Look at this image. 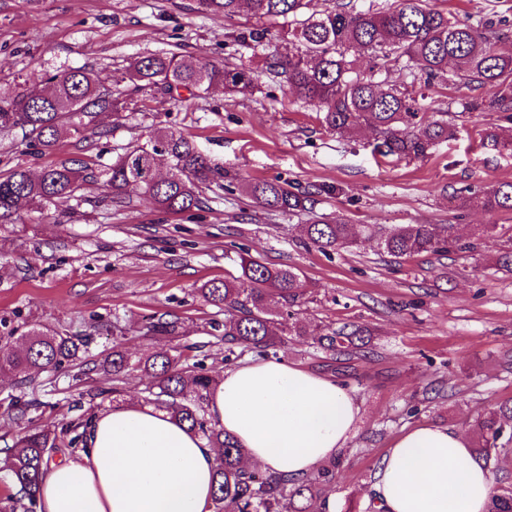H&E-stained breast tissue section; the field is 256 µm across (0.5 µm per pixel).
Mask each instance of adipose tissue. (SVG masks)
I'll return each instance as SVG.
<instances>
[{
  "instance_id": "obj_1",
  "label": "adipose tissue",
  "mask_w": 512,
  "mask_h": 512,
  "mask_svg": "<svg viewBox=\"0 0 512 512\" xmlns=\"http://www.w3.org/2000/svg\"><path fill=\"white\" fill-rule=\"evenodd\" d=\"M207 408L248 466L291 478L333 459L359 414L334 379L275 359L224 370ZM217 456L168 413L130 400L92 415L78 453L49 462L38 512H209ZM491 487L469 438L433 425L398 437L373 483L384 512H486Z\"/></svg>"
}]
</instances>
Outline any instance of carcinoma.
<instances>
[{"label": "carcinoma", "instance_id": "1", "mask_svg": "<svg viewBox=\"0 0 512 512\" xmlns=\"http://www.w3.org/2000/svg\"><path fill=\"white\" fill-rule=\"evenodd\" d=\"M319 0H198L201 10L234 18L245 12L261 20H284L282 31L291 48L275 51L265 60V74L274 84H285L318 108L321 122L340 134L373 127L378 134L375 150L383 155L418 158L439 139L454 134L443 118L422 121L415 89L396 88L383 78L391 60H401L411 76L421 74L425 82L464 78L496 89L493 96L470 106L499 112L512 123V55L498 50L499 30L507 20L476 26L433 10L425 0H399L393 9L357 10L349 0H334L318 7ZM265 28H244L235 39L242 45H261ZM368 53V72L359 70L347 56L351 47ZM126 79L136 88L150 87L166 94L181 89L192 95L205 94L214 85L224 93H245L254 87L253 71L226 62H199L176 55L138 57ZM112 110V92L100 89L93 71L69 68L48 79V86L33 81L32 89L12 102L0 103V132L27 127L45 149L72 130L76 133L94 124L96 117ZM104 178L111 201L120 204L130 189H136L153 207L170 214L201 210L205 201L200 188L217 182L218 172L198 146L180 134L159 128L150 142L135 146L96 172L83 162L61 161L34 176L16 166L0 174V223H12L23 211H48L56 200L71 197L85 182ZM241 191L268 212L306 211L314 204L318 188L293 191L276 181L254 180L241 184ZM462 205L512 212V183L492 191L467 190ZM307 242L327 253L350 248L364 235L378 250L395 258L421 253L442 255L460 248L454 226L443 224H367L357 231L350 224L315 216L305 225ZM231 261L238 274L208 280L197 292L202 300L224 311V359L249 352L266 359L277 356L289 336H308L316 348L330 358L347 361L368 353L372 331L365 325L344 323L337 327L305 324L291 308L301 295L298 274L291 268L273 267L240 247ZM178 322L158 318L145 325V335L157 349L134 358L127 351L112 349L100 368L112 373V401H117L121 382L131 369L150 378L148 403L170 414L188 429L223 449L214 473L211 512H313L326 498L339 474L333 459L316 473L288 479L267 472L245 470L239 459L243 450L224 432L206 410L208 396L217 380L201 363L187 369L181 355L165 348L177 333ZM89 339L65 330L34 325L24 335L21 348L0 345V373H8L22 384L43 373L56 372L76 360ZM479 440L473 448L475 460L496 469L504 458L512 459V402L481 415L477 420ZM67 432L35 428L4 449L0 460L12 479L15 493L9 498L10 512H36V489L43 466L56 453L76 447L77 438ZM488 512H512V486L492 489Z\"/></svg>", "mask_w": 512, "mask_h": 512}]
</instances>
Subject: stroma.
<instances>
[{
	"instance_id": "1",
	"label": "stroma",
	"mask_w": 512,
	"mask_h": 512,
	"mask_svg": "<svg viewBox=\"0 0 512 512\" xmlns=\"http://www.w3.org/2000/svg\"><path fill=\"white\" fill-rule=\"evenodd\" d=\"M428 8L478 24L498 15L512 22V0H426ZM223 15L196 0H0V102L26 92L32 77L86 67L123 102L99 116L109 137L91 130L62 135L55 146H31L24 130L0 134V171L32 172L62 160L111 163L165 127L198 145L222 175L204 190L195 215L158 212L137 191L116 204L102 181L57 202V225L37 213L0 226V336L21 339L31 325L90 337L80 360L20 385L0 380V448L36 426L67 428L110 407L112 378L87 371L113 347L149 350L141 329L164 317L179 322L172 347L184 365L213 374L230 364L210 323L217 307L200 285L233 271L227 250L243 244L262 262L289 266L305 295L300 320L352 322L373 331L370 357L329 360L309 338L292 336L280 359L345 384L356 425L328 500L336 512H361L374 473L393 441L419 424L474 431L477 414L512 400V272L496 258L512 249V212L462 209L451 197L465 188L512 182V125L468 106L493 91L457 79L419 85L424 110L450 112L456 131L425 156H383L368 127L338 135L315 108L262 74L264 49L241 46ZM177 54L231 61L257 73L256 87L234 98L212 89L201 98L132 91L122 75L141 55ZM246 180H280L299 189L340 185L320 195L313 214L354 225L452 224L465 250L394 259L374 243L324 254L302 243L305 213L269 214L239 189ZM37 401L21 421L9 399Z\"/></svg>"
}]
</instances>
